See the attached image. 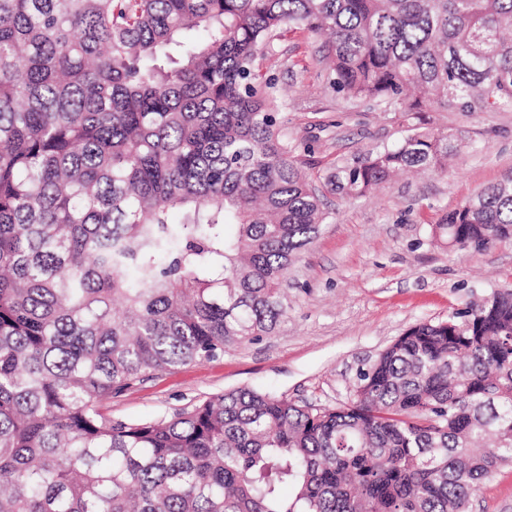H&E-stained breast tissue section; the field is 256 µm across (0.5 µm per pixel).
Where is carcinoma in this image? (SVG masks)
Returning a JSON list of instances; mask_svg holds the SVG:
<instances>
[{
  "label": "carcinoma",
  "mask_w": 512,
  "mask_h": 512,
  "mask_svg": "<svg viewBox=\"0 0 512 512\" xmlns=\"http://www.w3.org/2000/svg\"><path fill=\"white\" fill-rule=\"evenodd\" d=\"M510 31L512 0H0V512H469L512 467L511 291L409 329L339 406L100 403L272 333L325 193L460 151L409 122L308 171L255 67L269 39H323L336 91L409 118L511 107ZM431 233L512 239V180Z\"/></svg>",
  "instance_id": "cac0c4a2"
}]
</instances>
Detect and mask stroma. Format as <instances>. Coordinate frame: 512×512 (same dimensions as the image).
Segmentation results:
<instances>
[{
  "mask_svg": "<svg viewBox=\"0 0 512 512\" xmlns=\"http://www.w3.org/2000/svg\"><path fill=\"white\" fill-rule=\"evenodd\" d=\"M320 38L281 37L256 65L274 79L281 136L316 171L394 141L397 112L349 104L332 88ZM421 126L462 140L444 172L402 175L360 198L327 194L321 233L291 265L288 313L274 333L136 383L103 401L115 420H153L238 388L315 406L348 402L362 369L417 324L494 292L512 291V240L459 253L431 227L482 188L512 179V108L460 112L434 106ZM473 512H512V467L486 480Z\"/></svg>",
  "mask_w": 512,
  "mask_h": 512,
  "instance_id": "1",
  "label": "stroma"
}]
</instances>
